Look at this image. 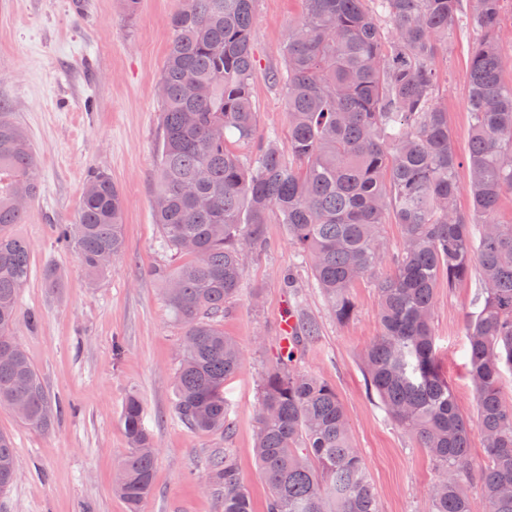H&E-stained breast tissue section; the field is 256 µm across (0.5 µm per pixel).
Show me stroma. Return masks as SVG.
<instances>
[{"instance_id": "35a3bbf8", "label": "stroma", "mask_w": 512, "mask_h": 512, "mask_svg": "<svg viewBox=\"0 0 512 512\" xmlns=\"http://www.w3.org/2000/svg\"><path fill=\"white\" fill-rule=\"evenodd\" d=\"M181 0H140L128 14L123 0H90L77 13L73 0H0V100L30 138L41 190L30 201L16 235L30 245L31 277L19 299L15 330L59 413L47 429L23 425L0 407V432L11 435L20 473L0 512H129L112 491L116 465L128 443L121 411L129 395L144 406L143 424L158 449L152 495L140 512H221L223 496L210 482L213 462L231 454L253 512H267L269 491L253 452L259 384L278 357L288 315L316 323L299 368L335 387L352 435L371 474L381 512H429L435 465L386 416L366 382L361 357L378 336L376 283L394 268L400 227L384 224L391 249L353 290L356 314L338 321L301 252L278 221L264 227L262 247L244 257L238 296L220 324L245 353L240 372L224 385L230 435L201 434L175 415L174 375L182 329L167 308L156 272L180 258L160 247L153 222V181L159 141L157 79L170 40L169 20ZM302 0H256L254 100L260 137L288 142V112L280 87L266 73L281 63L289 25ZM481 37L457 24L434 67L439 100L448 111L457 176L465 163L471 118L467 110L469 48ZM104 172L124 201L126 248L98 277L57 241L56 227L72 223L90 175ZM292 269L297 287H283ZM481 279L472 272L436 292L432 333L440 367L461 411L475 416L466 336ZM38 321L28 324V314Z\"/></svg>"}]
</instances>
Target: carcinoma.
Wrapping results in <instances>:
<instances>
[{"label":"carcinoma","instance_id":"1","mask_svg":"<svg viewBox=\"0 0 512 512\" xmlns=\"http://www.w3.org/2000/svg\"><path fill=\"white\" fill-rule=\"evenodd\" d=\"M288 28L282 66L268 75L282 88L288 150L268 137L254 162L241 149L257 139L253 100L255 0H182L158 80L160 139L154 223L163 246L183 262L162 275L164 295L183 330L174 412L191 429L229 433L224 382L243 347L216 318L244 275L243 252L262 245L271 215L311 264L340 321L355 312L351 290L388 248L380 225L402 230L394 274L377 283L381 333L365 349L371 392L387 416L436 466L430 512H472L470 420L439 372L431 331L436 289L481 272L477 311L468 317L470 377L486 459L478 479L488 512H512V404L500 392L512 370V224L496 215L512 193V85L497 49L502 0H302ZM391 22V29L381 19ZM461 20L482 39L469 55V181L457 179L448 112L438 102L432 60ZM0 101V406L20 409L26 426L46 428L54 405L15 337L18 303L30 276V247L12 232L37 194L32 143ZM466 192L472 210L458 209ZM123 198L98 172L83 190L74 223L56 225L96 276L125 251ZM298 350L282 348L260 383L255 460L270 493L268 512H380L373 482L353 443L346 409L331 385L299 371ZM135 395L121 420L129 448L115 491L130 512L151 495L157 448ZM21 460L0 433V491ZM224 489L223 512H252L229 455L211 471Z\"/></svg>","mask_w":512,"mask_h":512}]
</instances>
